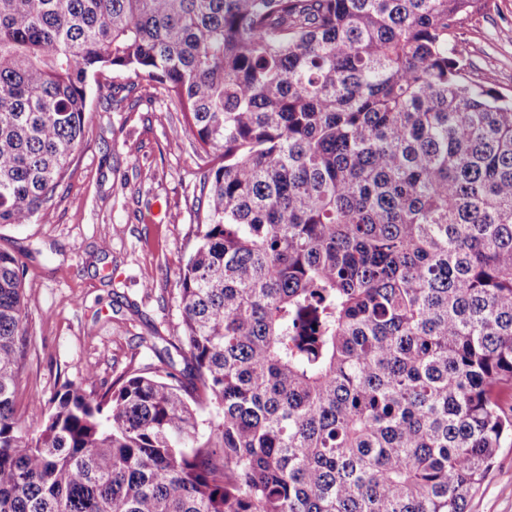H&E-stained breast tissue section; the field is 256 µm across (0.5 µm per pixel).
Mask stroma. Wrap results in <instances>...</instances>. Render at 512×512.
I'll return each mask as SVG.
<instances>
[{
  "mask_svg": "<svg viewBox=\"0 0 512 512\" xmlns=\"http://www.w3.org/2000/svg\"><path fill=\"white\" fill-rule=\"evenodd\" d=\"M467 76L512 97V0H480L459 21ZM118 82L112 104L100 85ZM85 136L47 224L0 227V248L25 267L30 341L17 392L51 398L63 385L111 386L154 370L182 347L177 281L197 239L198 159L162 89L132 73L88 79ZM468 512H512V445Z\"/></svg>",
  "mask_w": 512,
  "mask_h": 512,
  "instance_id": "1",
  "label": "stroma"
}]
</instances>
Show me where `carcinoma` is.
<instances>
[{
  "instance_id": "obj_1",
  "label": "carcinoma",
  "mask_w": 512,
  "mask_h": 512,
  "mask_svg": "<svg viewBox=\"0 0 512 512\" xmlns=\"http://www.w3.org/2000/svg\"><path fill=\"white\" fill-rule=\"evenodd\" d=\"M477 0H0V226L48 223L87 79L163 86L206 208L172 358L16 410L0 250V512H466L512 437V98ZM215 413L202 418L201 412ZM512 0H481L459 21L456 36L468 50L467 76L512 97Z\"/></svg>"
}]
</instances>
